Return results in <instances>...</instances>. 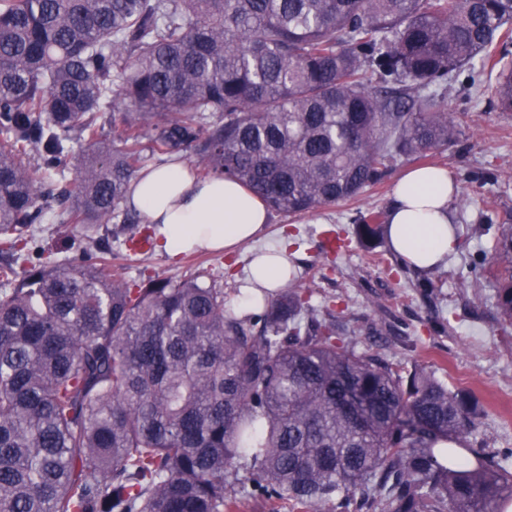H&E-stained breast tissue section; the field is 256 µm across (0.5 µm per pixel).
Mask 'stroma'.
Masks as SVG:
<instances>
[{
	"mask_svg": "<svg viewBox=\"0 0 512 512\" xmlns=\"http://www.w3.org/2000/svg\"><path fill=\"white\" fill-rule=\"evenodd\" d=\"M493 84L478 68L450 82L448 111L460 132L458 142L421 159L398 161L356 199L295 217L272 213L257 244L242 245L229 256L198 251L173 262L154 247L134 261L113 254L112 262L135 281L207 273L223 279L224 298L235 307L255 245L287 243L295 287L314 289L315 304L331 300L338 336L353 340L358 349L381 352L399 366L416 362L448 383L472 388L487 415L471 440L512 448V329L500 327L489 278L468 287L462 283L503 225H512V112L496 108ZM422 163L447 167L459 193L451 203L458 247L447 264L426 275L404 267L388 245L370 249L358 244L353 224L356 216L386 212L398 177ZM112 231L109 224L76 229L49 213L34 235L38 245L64 263L91 240L110 242ZM335 237L345 241L338 252L328 245ZM425 277L435 286L429 295L419 286Z\"/></svg>",
	"mask_w": 512,
	"mask_h": 512,
	"instance_id": "1",
	"label": "stroma"
}]
</instances>
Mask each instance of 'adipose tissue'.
<instances>
[{
  "instance_id": "obj_1",
  "label": "adipose tissue",
  "mask_w": 512,
  "mask_h": 512,
  "mask_svg": "<svg viewBox=\"0 0 512 512\" xmlns=\"http://www.w3.org/2000/svg\"><path fill=\"white\" fill-rule=\"evenodd\" d=\"M454 186L442 166L413 169L396 184L388 239L417 270L443 265L458 245L449 227ZM126 204L155 225L160 249L173 260L198 248L232 253L257 239L270 221L266 204L237 181L197 177L175 158L144 170L131 183ZM288 269L286 247L255 252L241 287L242 310H250L263 291L285 287Z\"/></svg>"
}]
</instances>
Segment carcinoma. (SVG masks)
<instances>
[{
  "mask_svg": "<svg viewBox=\"0 0 512 512\" xmlns=\"http://www.w3.org/2000/svg\"><path fill=\"white\" fill-rule=\"evenodd\" d=\"M509 40L512 0H0V512L511 500L512 448L437 447L483 418L472 390L336 342L298 288L245 316L200 273L130 284L97 242L67 264L15 257L55 206L64 224L119 226L136 253L126 198L149 155L189 151L278 213L352 200L459 139L444 86L475 60L512 112V61L495 54ZM356 227L369 246L388 224ZM488 268L512 326L511 224Z\"/></svg>",
  "mask_w": 512,
  "mask_h": 512,
  "instance_id": "cac0c4a2",
  "label": "carcinoma"
}]
</instances>
